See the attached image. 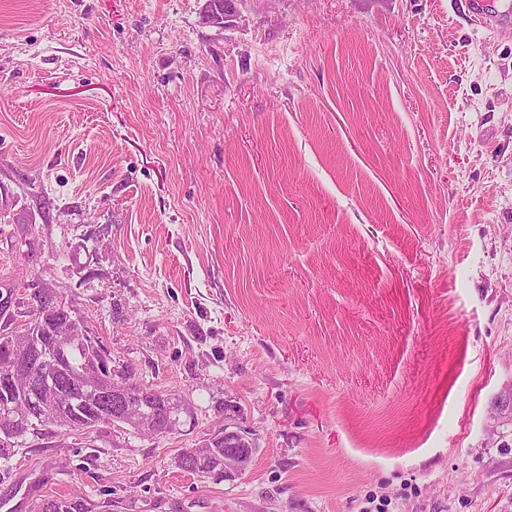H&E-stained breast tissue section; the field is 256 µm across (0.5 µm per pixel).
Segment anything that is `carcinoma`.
I'll return each instance as SVG.
<instances>
[{
	"label": "carcinoma",
	"instance_id": "carcinoma-1",
	"mask_svg": "<svg viewBox=\"0 0 512 512\" xmlns=\"http://www.w3.org/2000/svg\"><path fill=\"white\" fill-rule=\"evenodd\" d=\"M44 319L62 322L70 319V316L63 307L55 305L52 298L47 297L41 301L34 318L40 337L31 339L27 346V353L33 359L39 358L43 347L53 342L51 337L45 335L42 326ZM99 358L101 355L93 347L71 343L68 355L60 364V371L74 376L80 369L94 365ZM6 390V385L0 386V458L5 457L7 448L19 445L32 424H48L66 432L74 429L88 430L105 422L98 414L93 394L88 393L78 401L71 402L77 396V388L74 386L58 391L43 390L42 400L48 408L46 413L40 409L30 410L24 404L7 406ZM141 402L145 404L144 412L148 419H173L177 426L180 425V415L188 405L180 396L146 386L143 387ZM175 464L191 474L221 482L224 480V445L217 441L210 448L200 442L194 448L183 449L175 458ZM94 508L95 505L77 493L39 498L33 503L31 512H94Z\"/></svg>",
	"mask_w": 512,
	"mask_h": 512
}]
</instances>
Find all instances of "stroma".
<instances>
[{
    "instance_id": "35a3bbf8",
    "label": "stroma",
    "mask_w": 512,
    "mask_h": 512,
    "mask_svg": "<svg viewBox=\"0 0 512 512\" xmlns=\"http://www.w3.org/2000/svg\"><path fill=\"white\" fill-rule=\"evenodd\" d=\"M0 0V333L186 398L29 432L0 512H512V28L458 0ZM228 428L215 482L175 457ZM45 316V317H44ZM56 320L57 322H63L64 320H69L70 316L68 312L64 310L61 305H54V302L51 297H45L43 301H41L40 309L35 313L34 323L37 325V330L40 332V337L36 339H31L27 346V353L32 359H38L41 355L43 346L49 345L53 343L56 336V325L53 327L50 336L45 335L44 328L42 326V320ZM141 387L144 391H142L143 397L140 402L146 405L144 412L148 419L151 421L161 418L174 419L175 425L179 427L180 415L187 412L189 403L176 394L157 391L142 385ZM186 405L187 408H185ZM223 436V442L217 440ZM238 436V432L224 428V433L217 432L212 435V439L217 440L213 447L209 448L208 445L203 444V442L209 441V439H204L198 443L196 448L183 449L175 458V464L186 472L216 482L236 477L247 467L245 456L250 465L256 451V448H252V445L243 439L244 442H239V448L243 449L245 455L240 454L239 448H233ZM95 507L77 493L36 499L31 512H93Z\"/></svg>"
}]
</instances>
